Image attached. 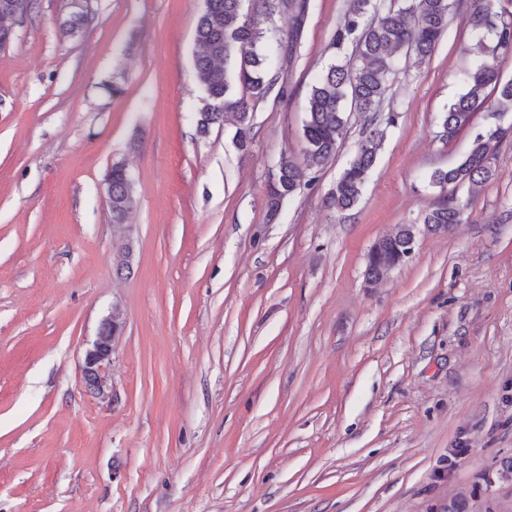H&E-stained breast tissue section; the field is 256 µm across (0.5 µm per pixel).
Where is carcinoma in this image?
I'll return each instance as SVG.
<instances>
[{
    "label": "carcinoma",
    "mask_w": 512,
    "mask_h": 512,
    "mask_svg": "<svg viewBox=\"0 0 512 512\" xmlns=\"http://www.w3.org/2000/svg\"><path fill=\"white\" fill-rule=\"evenodd\" d=\"M305 10L303 0H205L196 28L195 66L209 104L199 113L200 131L221 126L231 116L238 124L241 145L247 144L254 107L277 83L297 41L296 35L275 25V16L292 12L300 23ZM454 16L465 27L490 36L491 42L480 44V58L464 73L465 92L446 107L442 137L453 140L483 104L494 116L512 112V81L503 80L500 68L501 61L512 55V12L500 6V0H352L350 13L334 36L343 57L323 70L306 98L303 159L284 153L269 175L270 219L277 217L285 199L309 186L336 157L356 113L363 117V137L324 202L338 211L359 203L384 142L380 112L391 75L403 57L431 56ZM88 22L73 13L64 23L65 33L77 37ZM489 88L495 92L490 103L485 96ZM510 137L509 128L500 124L483 128L455 165L430 173L429 185L439 189L441 202L423 216L427 229L462 222L469 200L494 175L498 144ZM462 188L467 190L465 200L458 196ZM106 191L112 223H125L136 205V192L121 164L112 165ZM411 239L404 227L378 240L372 250L394 260ZM133 254V241L119 239L118 269H130Z\"/></svg>",
    "instance_id": "carcinoma-1"
}]
</instances>
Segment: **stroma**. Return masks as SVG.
<instances>
[{
	"mask_svg": "<svg viewBox=\"0 0 512 512\" xmlns=\"http://www.w3.org/2000/svg\"><path fill=\"white\" fill-rule=\"evenodd\" d=\"M204 0H36L0 49V512H512V140L449 233H421L378 287L367 254L418 223L489 124L440 137L477 33L452 19L393 85L395 121L360 203L323 197L356 148L269 219L281 154L340 52L351 0H308L281 84L199 133ZM138 198L113 229L106 176ZM134 242L117 273V237ZM119 308L103 393L84 351Z\"/></svg>",
	"mask_w": 512,
	"mask_h": 512,
	"instance_id": "obj_1",
	"label": "stroma"
}]
</instances>
